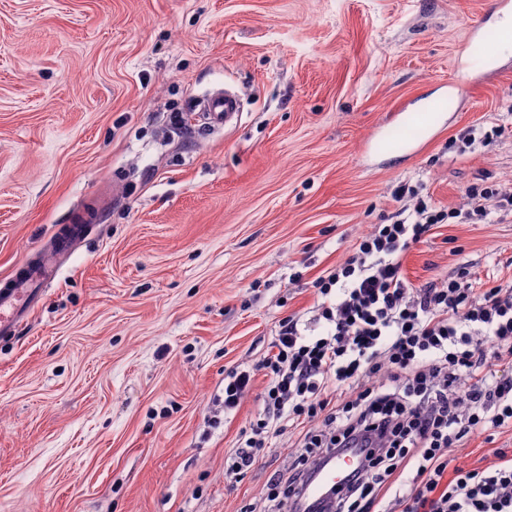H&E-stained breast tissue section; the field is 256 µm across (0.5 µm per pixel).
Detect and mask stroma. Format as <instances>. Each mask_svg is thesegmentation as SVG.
<instances>
[{
    "instance_id": "35a3bbf8",
    "label": "stroma",
    "mask_w": 512,
    "mask_h": 512,
    "mask_svg": "<svg viewBox=\"0 0 512 512\" xmlns=\"http://www.w3.org/2000/svg\"><path fill=\"white\" fill-rule=\"evenodd\" d=\"M491 0H0V281L84 200L106 196L19 334L0 337V512H251L298 433L236 483L224 463L262 410L281 320L395 212L398 186L464 203L512 182V52L413 154L367 150L396 112L447 97L469 26L499 45ZM228 85L232 124L199 103ZM512 283V213L445 224L407 249L413 284L459 264ZM255 368L223 412L224 379ZM512 429L476 436L485 467Z\"/></svg>"
}]
</instances>
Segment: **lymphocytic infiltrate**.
Listing matches in <instances>:
<instances>
[{"label": "lymphocytic infiltrate", "mask_w": 512, "mask_h": 512, "mask_svg": "<svg viewBox=\"0 0 512 512\" xmlns=\"http://www.w3.org/2000/svg\"><path fill=\"white\" fill-rule=\"evenodd\" d=\"M411 203L375 225L354 252L316 280L326 331L307 337L296 318L279 326L261 367L263 411L224 466L229 481L263 457L272 438L299 428L287 472L275 473L274 512L295 507L317 464L354 446L363 464L327 512H512V451L485 468L457 465L466 439L512 428V285L473 292L469 271L416 286L401 255L438 225L487 223L512 208V190L475 182L467 202Z\"/></svg>", "instance_id": "lymphocytic-infiltrate-1"}]
</instances>
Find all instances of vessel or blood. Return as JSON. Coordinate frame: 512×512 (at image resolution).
Wrapping results in <instances>:
<instances>
[{
    "mask_svg": "<svg viewBox=\"0 0 512 512\" xmlns=\"http://www.w3.org/2000/svg\"><path fill=\"white\" fill-rule=\"evenodd\" d=\"M483 26V21H476L466 33L463 49L454 62L453 77L448 84L449 102L461 103L473 83L495 73L489 65L490 51L481 43ZM240 109V99L236 94L228 91L213 94L206 105L208 122L213 126L222 125ZM106 207L105 200H92L83 212L73 217L71 223L58 228L52 246L43 252L36 265L24 267L9 281L0 283L1 336H12L18 332L29 313L42 300L43 284L55 280L59 274L60 256L71 251L83 239L87 224L95 221ZM360 454V449L354 448L349 454L338 456L321 467L307 488L309 500L319 502L328 488L336 485L339 476L347 474L351 462Z\"/></svg>",
    "mask_w": 512,
    "mask_h": 512,
    "instance_id": "b4317fda",
    "label": "vessel or blood"
}]
</instances>
